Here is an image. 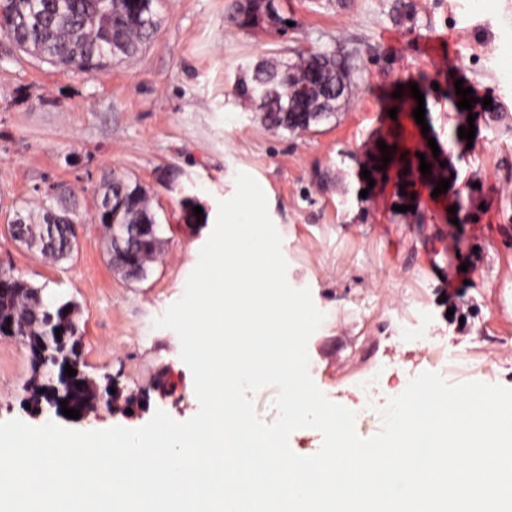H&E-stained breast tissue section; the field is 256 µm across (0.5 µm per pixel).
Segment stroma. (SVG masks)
<instances>
[{
  "instance_id": "1",
  "label": "stroma",
  "mask_w": 512,
  "mask_h": 512,
  "mask_svg": "<svg viewBox=\"0 0 512 512\" xmlns=\"http://www.w3.org/2000/svg\"><path fill=\"white\" fill-rule=\"evenodd\" d=\"M232 3L161 0L142 50L91 75L0 37V270L77 304L81 365L98 391L89 419L33 413L30 352L0 336V421L91 431L138 428L159 409L178 421L198 412L180 339L154 321L182 296L241 172L267 197L288 283L310 289L325 315L308 342L309 370L331 401L360 410L357 384L379 368L392 380L376 401L385 407L431 370L437 350L468 359L449 382L512 388V0H414L405 22L393 0H281L283 33L239 27ZM297 47L335 52L354 95L293 135L244 111L235 87L258 61ZM453 79L504 105L469 148L449 138ZM419 153L429 174L403 168ZM115 172L146 188L161 226L162 250L141 280L112 270L93 220ZM442 179L450 186L435 193ZM52 184L82 218L77 249L59 262L8 230L16 213L52 206ZM187 197L203 209L199 223L184 218Z\"/></svg>"
}]
</instances>
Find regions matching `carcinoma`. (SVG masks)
Segmentation results:
<instances>
[{"label": "carcinoma", "mask_w": 512, "mask_h": 512, "mask_svg": "<svg viewBox=\"0 0 512 512\" xmlns=\"http://www.w3.org/2000/svg\"><path fill=\"white\" fill-rule=\"evenodd\" d=\"M157 0H0V35L20 50L59 69L90 74L117 57H133L151 38L159 24ZM233 18L242 27L281 30L287 19L267 0H234ZM236 93L257 112L263 124L274 131L306 133L336 115L351 93L348 67L325 50L292 51L260 61L248 69L236 86ZM502 116V105H492L476 113L474 123L491 125ZM101 196L111 198V206L95 214L109 243L123 245L131 224H157L150 197L143 185L124 175L114 174L103 183ZM23 221L26 242H38L55 229V246L42 254L56 261L70 257L64 238L76 235L81 223L72 210H46L39 221L16 212ZM162 238H152L134 251V266L117 262L114 268L130 280L146 277L148 263L161 251ZM14 327L32 355L34 378L27 385L26 402L38 410L49 408L62 413L61 401L80 410L96 398V392L78 361L79 324L73 304L45 299L42 290L27 280L0 271V327ZM60 330L64 341L56 338ZM72 366L76 375L63 385L52 372L62 373Z\"/></svg>", "instance_id": "obj_1"}]
</instances>
